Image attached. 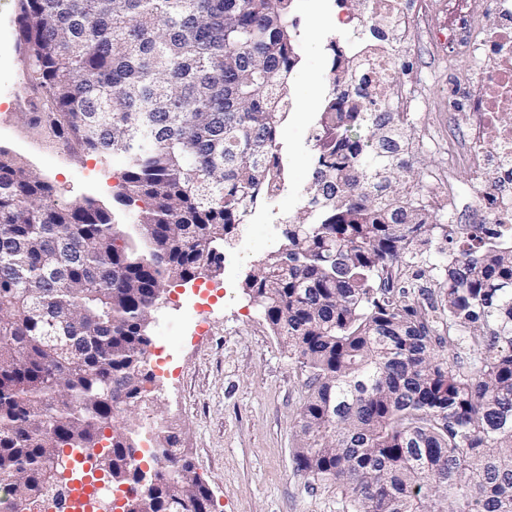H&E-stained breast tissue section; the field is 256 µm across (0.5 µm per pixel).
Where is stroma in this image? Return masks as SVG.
<instances>
[{"instance_id":"35a3bbf8","label":"stroma","mask_w":512,"mask_h":512,"mask_svg":"<svg viewBox=\"0 0 512 512\" xmlns=\"http://www.w3.org/2000/svg\"><path fill=\"white\" fill-rule=\"evenodd\" d=\"M310 0H293L297 20L294 34L299 68H312L328 82L333 53L330 39L347 43V30L323 29L311 34L307 26ZM17 0H0V40L7 44L0 57V148L23 157L53 187L58 205L91 200L111 213L115 223L129 224L134 207L115 197L121 158L65 152L45 132L21 118L31 100L17 47ZM317 37L320 54L308 59L305 46ZM396 53L399 81L411 88L408 103L389 97L391 112L408 113L411 131L424 142L408 161L421 190L440 178L456 193L449 223L472 227L484 223L483 207L471 189L469 172L448 165V130L464 132V115L449 109L448 89L465 91L475 81L472 59L448 58L425 40L401 42L387 35ZM290 110L279 129L285 161L283 191L258 204L248 224L241 227L219 278L199 277L170 284L153 312L148 336L161 348V362L170 378L156 379L148 408L119 416L117 427L141 435L147 419L177 416L179 448L210 488L214 512H342L335 489L315 484L297 470L292 450L295 424L306 396L305 379L263 316L242 290L245 276L259 257L253 245L279 239V224L293 217L310 181L315 163L312 135L320 119L324 97L304 104L297 84H290Z\"/></svg>"}]
</instances>
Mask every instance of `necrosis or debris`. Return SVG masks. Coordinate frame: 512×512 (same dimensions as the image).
Instances as JSON below:
<instances>
[{
  "mask_svg": "<svg viewBox=\"0 0 512 512\" xmlns=\"http://www.w3.org/2000/svg\"><path fill=\"white\" fill-rule=\"evenodd\" d=\"M496 8L499 27L485 35L481 22L489 8ZM377 17L387 27L400 29L417 38H426L436 48L483 61L491 52L512 54V0H462L457 20L442 30L430 29L425 12L405 17L395 0H370L365 13L348 14L342 21L354 34L339 60L353 84L370 101L381 102L396 84L394 58L384 39L367 36L369 17ZM476 106L468 114L470 142L449 150V165L466 167L472 188L479 196L490 224L503 241H512V63L487 71L474 92ZM495 129V147L482 143L485 129ZM495 174L494 187H486L487 174Z\"/></svg>",
  "mask_w": 512,
  "mask_h": 512,
  "instance_id": "1",
  "label": "necrosis or debris"
}]
</instances>
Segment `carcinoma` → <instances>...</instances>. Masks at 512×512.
<instances>
[{
  "label": "carcinoma",
  "mask_w": 512,
  "mask_h": 512,
  "mask_svg": "<svg viewBox=\"0 0 512 512\" xmlns=\"http://www.w3.org/2000/svg\"><path fill=\"white\" fill-rule=\"evenodd\" d=\"M32 127L68 150L122 158L134 233L0 150V482L14 505L59 479L64 449L93 448L137 483L117 428L153 373L149 319L171 281L215 278L224 248L283 182L278 130L299 61L291 0H18ZM334 94L282 243L244 294L305 372L297 469L336 486L342 512H512V244L468 238L407 196L408 130ZM436 255L440 305L404 269ZM65 307L70 323L41 310ZM448 346L469 351L440 353ZM160 432L170 468L129 512H212V492Z\"/></svg>",
  "instance_id": "carcinoma-1"
}]
</instances>
